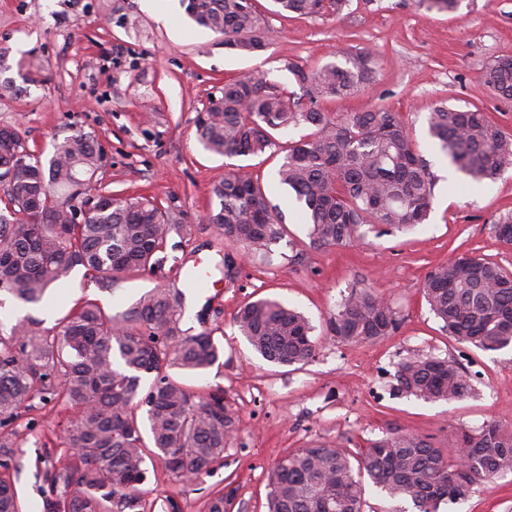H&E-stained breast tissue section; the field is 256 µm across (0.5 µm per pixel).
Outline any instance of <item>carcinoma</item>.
I'll return each instance as SVG.
<instances>
[{"instance_id": "1", "label": "carcinoma", "mask_w": 512, "mask_h": 512, "mask_svg": "<svg viewBox=\"0 0 512 512\" xmlns=\"http://www.w3.org/2000/svg\"><path fill=\"white\" fill-rule=\"evenodd\" d=\"M198 26L224 37L236 51L264 49L266 36L254 0H181ZM279 11L339 14L349 0H273ZM428 11H458L461 0H415ZM286 69L305 89L300 106L265 78L224 83L221 96L198 113L204 150L224 156L285 152L276 172L294 194L316 248L352 244L373 222L405 232L426 223L434 175L400 113L386 108L341 117L321 103L357 92L373 72L371 57L353 67L335 63ZM484 82L512 98V57L495 59ZM305 125L313 132L286 142L274 133ZM433 144L456 171L475 182L494 180L512 167V137L478 107L440 104L429 117ZM24 151L18 131L0 142V166L15 169L0 186V293L39 304L54 283L82 267L109 285L123 274L152 273L166 258L169 238L193 234L189 224L156 198H116L90 184L102 167L103 148L77 134L41 156ZM218 206L208 222L226 246L266 250L284 238L281 216L269 206L253 175L230 171L211 190ZM430 310L460 343L483 351L512 348V271L488 258L461 255L434 269L424 283ZM179 290L155 288L120 314L91 300L76 305L54 326L33 318L0 329V469H10L11 436L33 427L30 413L50 404L74 414L65 441L74 450L52 482L61 491L45 512H147L140 493L148 461L156 456L181 480L200 483L224 460L237 432L224 390L196 395L170 371L199 374L220 358L213 331L181 327ZM242 336L265 360L307 365L317 355L313 327L299 311L264 298L236 316ZM399 319L389 300L371 288H354L330 318L341 342L390 336ZM152 375L148 390L142 375ZM396 389L425 401H460L473 385L452 359L413 355L401 359ZM144 412L154 455L146 451ZM448 461L427 440L410 433L371 440L353 455L337 442L319 441L277 458L270 475L268 512H364L366 482L392 503L409 500L412 512H439L467 498L480 481L512 470V430L491 420L464 431ZM0 512H19L13 481L0 475Z\"/></svg>"}]
</instances>
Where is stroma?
<instances>
[{
  "label": "stroma",
  "mask_w": 512,
  "mask_h": 512,
  "mask_svg": "<svg viewBox=\"0 0 512 512\" xmlns=\"http://www.w3.org/2000/svg\"><path fill=\"white\" fill-rule=\"evenodd\" d=\"M267 46L240 54L198 27L180 0H0V127L21 129L26 147L50 158L55 143L75 133L94 137L105 151L97 180L122 196H154L192 225L154 274L107 286L75 268L53 285L49 300L26 305L0 297V323L30 316H65L93 300L125 311L152 288L174 284L183 293V327L212 329L223 354L208 370L185 377L196 391L223 388L238 417L224 462L204 483L173 479L162 461L143 486L151 512H206L211 494L230 487L227 512H267L268 475L283 453L312 441L355 449L392 433L429 438L450 454L460 431L491 419L512 428V350L486 352L457 343L440 329L423 297L426 275L458 254L475 252L512 271V245L493 226L512 215V168L498 179L474 182L449 167L432 147L428 119L440 102L478 106L512 136V99L484 84L496 57L512 56V0H462L457 12L429 11L415 0H350L338 15H278L271 0H255ZM371 55L374 71L357 94L325 102L343 114L381 105L399 112L437 178L426 224L411 232L379 234L362 226L346 246H310L292 196L275 179L281 155L226 157L205 151L194 118L226 81L266 75L293 97L304 91L286 70L333 62L351 66ZM245 167L277 205L287 235L268 252L224 248L206 215L216 205L211 185ZM232 265H225V257ZM386 296L398 331L374 342L345 344L327 323L352 287ZM270 297L303 312L319 340L315 360L301 368L264 360L240 334L235 315L246 301ZM411 354L455 360L472 378L462 401L428 402L398 394L397 362ZM36 426L14 436L22 512H44L52 488L47 470L68 453L70 413L46 406ZM448 512H512V472L479 483Z\"/></svg>",
  "instance_id": "35a3bbf8"
}]
</instances>
